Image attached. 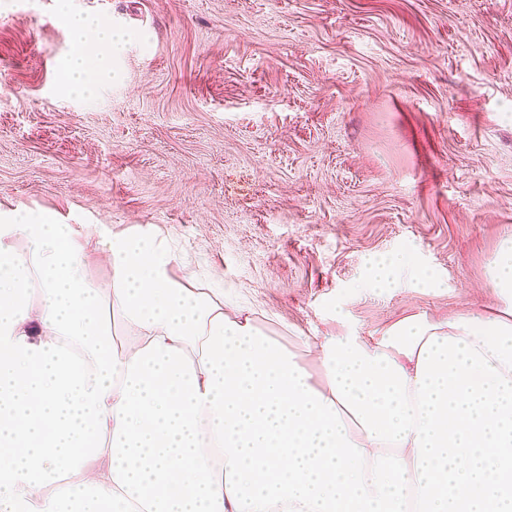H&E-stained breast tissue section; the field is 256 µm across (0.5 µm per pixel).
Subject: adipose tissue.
I'll return each instance as SVG.
<instances>
[{
  "instance_id": "adipose-tissue-1",
  "label": "adipose tissue",
  "mask_w": 512,
  "mask_h": 512,
  "mask_svg": "<svg viewBox=\"0 0 512 512\" xmlns=\"http://www.w3.org/2000/svg\"><path fill=\"white\" fill-rule=\"evenodd\" d=\"M63 18L62 88L93 99L124 36ZM171 242L0 209V512H512V234L500 312L302 337L317 379L223 289L173 278ZM406 268L435 287L405 254L371 283Z\"/></svg>"
}]
</instances>
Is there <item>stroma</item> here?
<instances>
[{
  "mask_svg": "<svg viewBox=\"0 0 512 512\" xmlns=\"http://www.w3.org/2000/svg\"><path fill=\"white\" fill-rule=\"evenodd\" d=\"M124 33L100 97L59 95V0H0V207L172 234L255 325L367 336L494 309L512 233V0H69ZM442 281L369 288L372 256Z\"/></svg>",
  "mask_w": 512,
  "mask_h": 512,
  "instance_id": "35a3bbf8",
  "label": "stroma"
}]
</instances>
